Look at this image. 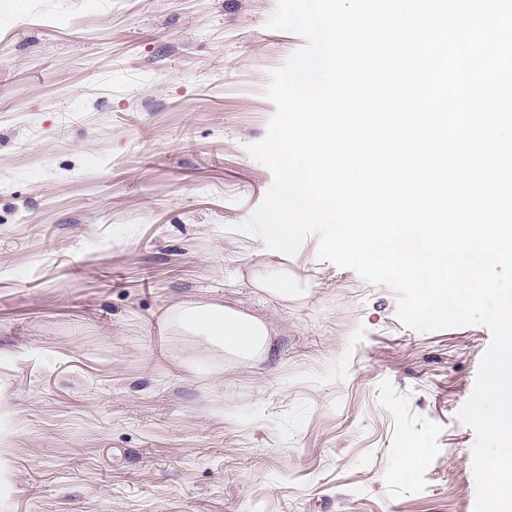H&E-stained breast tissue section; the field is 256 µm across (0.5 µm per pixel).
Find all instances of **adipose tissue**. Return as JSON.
Returning a JSON list of instances; mask_svg holds the SVG:
<instances>
[{"mask_svg":"<svg viewBox=\"0 0 512 512\" xmlns=\"http://www.w3.org/2000/svg\"><path fill=\"white\" fill-rule=\"evenodd\" d=\"M166 322L240 358H255L270 348L267 322L229 305L183 302L169 309Z\"/></svg>","mask_w":512,"mask_h":512,"instance_id":"adipose-tissue-1","label":"adipose tissue"}]
</instances>
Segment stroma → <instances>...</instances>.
<instances>
[{"label": "stroma", "mask_w": 512, "mask_h": 512, "mask_svg": "<svg viewBox=\"0 0 512 512\" xmlns=\"http://www.w3.org/2000/svg\"><path fill=\"white\" fill-rule=\"evenodd\" d=\"M276 4L0 0V512H474L489 330L405 327L314 235L295 297L253 284L246 147L305 44ZM186 300L264 319L269 355L163 328Z\"/></svg>", "instance_id": "35a3bbf8"}]
</instances>
